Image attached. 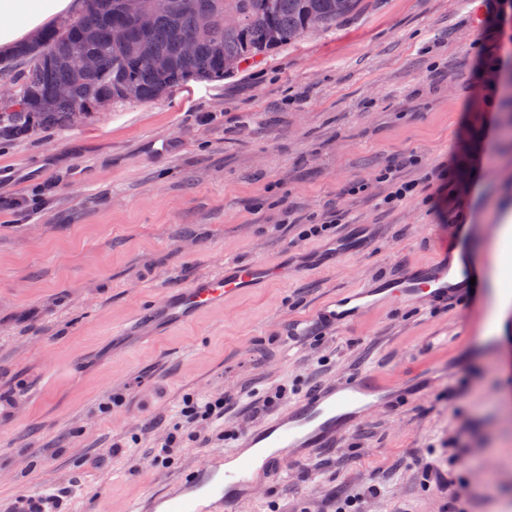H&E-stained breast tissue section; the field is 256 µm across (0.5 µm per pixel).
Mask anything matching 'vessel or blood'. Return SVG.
Wrapping results in <instances>:
<instances>
[{"label":"vessel or blood","instance_id":"1","mask_svg":"<svg viewBox=\"0 0 512 512\" xmlns=\"http://www.w3.org/2000/svg\"><path fill=\"white\" fill-rule=\"evenodd\" d=\"M497 272L495 255L479 264L460 257L420 263L397 275H383L329 301L310 320L297 323L293 333L311 335L315 329L342 328L368 309L384 305H425L457 297L473 285V301L482 330H490L495 314L483 290ZM274 265L235 266L208 277L176 294L154 301L155 313L181 320L223 305L245 289L272 279ZM391 392L378 375L360 369L339 380L317 385L286 410L275 413L238 436L229 451L214 450L192 468L178 487L156 496L157 512H237L256 488L270 489L289 459L333 447L370 410L390 404Z\"/></svg>","mask_w":512,"mask_h":512}]
</instances>
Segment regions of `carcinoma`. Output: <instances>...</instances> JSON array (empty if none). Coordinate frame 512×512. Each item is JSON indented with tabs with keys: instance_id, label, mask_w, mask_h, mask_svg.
<instances>
[{
	"instance_id": "carcinoma-1",
	"label": "carcinoma",
	"mask_w": 512,
	"mask_h": 512,
	"mask_svg": "<svg viewBox=\"0 0 512 512\" xmlns=\"http://www.w3.org/2000/svg\"><path fill=\"white\" fill-rule=\"evenodd\" d=\"M85 2L77 17L44 29L13 53L29 69L14 98L0 100V136L88 123L105 105L151 101L192 79L221 80L234 74L225 60L242 65L296 41L312 22L345 19L363 0H140L150 14L146 29L126 13L124 0ZM189 40L194 49L187 52ZM144 42L152 62L140 56ZM79 54L95 57L98 66H76Z\"/></svg>"
}]
</instances>
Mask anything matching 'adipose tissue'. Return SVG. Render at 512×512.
<instances>
[{
  "mask_svg": "<svg viewBox=\"0 0 512 512\" xmlns=\"http://www.w3.org/2000/svg\"><path fill=\"white\" fill-rule=\"evenodd\" d=\"M76 7L75 0H0V53L31 40L54 19Z\"/></svg>",
  "mask_w": 512,
  "mask_h": 512,
  "instance_id": "obj_1",
  "label": "adipose tissue"
}]
</instances>
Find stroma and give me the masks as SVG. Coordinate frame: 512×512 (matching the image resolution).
<instances>
[{
    "label": "stroma",
    "instance_id": "obj_1",
    "mask_svg": "<svg viewBox=\"0 0 512 512\" xmlns=\"http://www.w3.org/2000/svg\"><path fill=\"white\" fill-rule=\"evenodd\" d=\"M365 0L219 81L191 80L92 122L0 138V512H129L276 410L359 368L397 388L335 447L289 461L240 512H512V310L477 341L466 298L391 307L300 342L338 292L443 257L460 224L512 212V0ZM446 170L396 206L378 171ZM341 224L304 237L299 216ZM370 244L335 265L342 237ZM277 277L187 325L146 320L163 293L235 262ZM237 394L214 427L186 395ZM179 424V423H178ZM120 452H113V445Z\"/></svg>",
    "mask_w": 512,
    "mask_h": 512
}]
</instances>
